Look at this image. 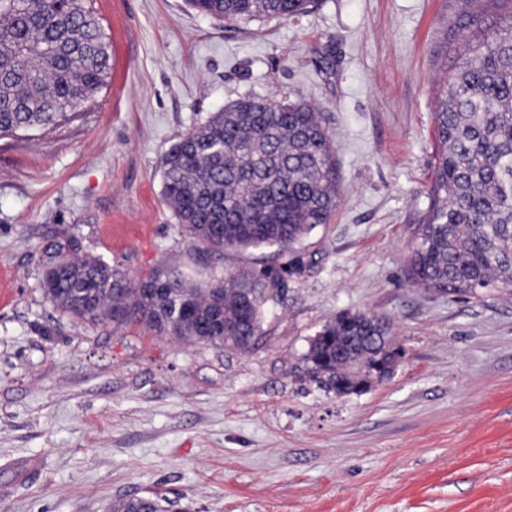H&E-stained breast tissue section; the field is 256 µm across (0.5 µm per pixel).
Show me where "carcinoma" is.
I'll list each match as a JSON object with an SVG mask.
<instances>
[{"instance_id": "1", "label": "carcinoma", "mask_w": 512, "mask_h": 512, "mask_svg": "<svg viewBox=\"0 0 512 512\" xmlns=\"http://www.w3.org/2000/svg\"><path fill=\"white\" fill-rule=\"evenodd\" d=\"M224 22L293 18L312 0H187ZM109 42L89 0H0V136L60 125L106 83ZM435 166L424 222L414 229L409 278L428 290L475 295L512 288V15L465 40L433 110ZM332 137L305 101L241 97L174 144L162 195L184 235L206 252L276 246L280 269L193 282L177 269L133 281L119 264L83 251L63 231L41 247V288L80 323L144 324L161 336L245 350L260 335L271 291L300 266L296 245L339 205ZM391 324L344 311L304 360L340 396L395 352ZM158 493L123 498L110 512H172Z\"/></svg>"}]
</instances>
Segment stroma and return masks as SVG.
I'll list each match as a JSON object with an SVG mask.
<instances>
[{"mask_svg":"<svg viewBox=\"0 0 512 512\" xmlns=\"http://www.w3.org/2000/svg\"><path fill=\"white\" fill-rule=\"evenodd\" d=\"M107 85L52 131L0 137V512H108L154 491L180 512H512V289L468 298L406 276L434 166V92L512 0H318L224 24L185 0H94ZM246 95L315 105L340 204L245 351L89 326L44 298L61 230L136 281L279 267L192 249L161 162ZM344 310L394 323L404 357L360 395L304 356Z\"/></svg>","mask_w":512,"mask_h":512,"instance_id":"1","label":"stroma"}]
</instances>
